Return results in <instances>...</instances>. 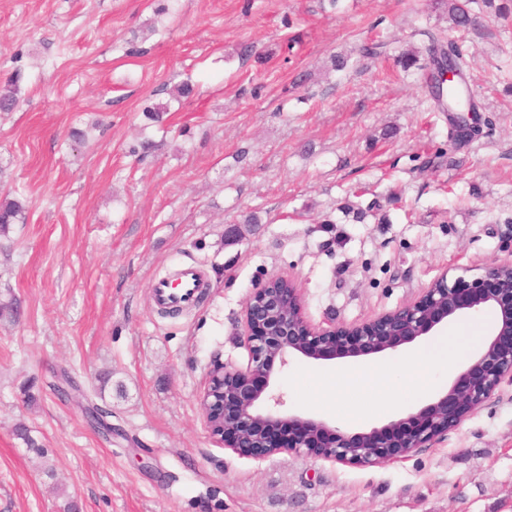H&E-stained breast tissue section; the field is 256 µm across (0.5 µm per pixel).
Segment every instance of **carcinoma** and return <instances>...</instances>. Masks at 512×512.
Returning <instances> with one entry per match:
<instances>
[{
    "label": "carcinoma",
    "mask_w": 512,
    "mask_h": 512,
    "mask_svg": "<svg viewBox=\"0 0 512 512\" xmlns=\"http://www.w3.org/2000/svg\"><path fill=\"white\" fill-rule=\"evenodd\" d=\"M448 12V20L453 27L466 30L474 26L476 17L472 13V0H438ZM429 66L432 73L429 75L430 93L442 112H473L480 111V107L469 93H464L460 85H468V78L464 70L466 51L457 43L443 44L439 39L433 37L426 48ZM457 69L458 80L461 84L446 88L442 85L435 74L442 72V62ZM20 73H14L8 81L7 86L0 90V112H12L18 105L15 87L20 80ZM24 207L19 200L5 194L0 197V235L8 232L9 226L17 223L23 214Z\"/></svg>",
    "instance_id": "obj_1"
}]
</instances>
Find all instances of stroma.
<instances>
[{"instance_id": "1", "label": "stroma", "mask_w": 512, "mask_h": 512, "mask_svg": "<svg viewBox=\"0 0 512 512\" xmlns=\"http://www.w3.org/2000/svg\"><path fill=\"white\" fill-rule=\"evenodd\" d=\"M433 36L467 52L468 121L430 95ZM16 73L0 112V186L24 204L0 235V303L17 308L0 317V512H512L511 382L374 466L233 453L198 405L213 355L246 365L243 309L271 276L326 327L512 262V18L487 9L463 32L435 0H0V86ZM185 79L191 102L147 126ZM189 263L206 295L165 314L151 283ZM368 361L297 358L273 389L301 410L321 376Z\"/></svg>"}]
</instances>
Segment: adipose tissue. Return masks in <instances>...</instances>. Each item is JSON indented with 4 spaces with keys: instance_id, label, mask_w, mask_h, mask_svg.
<instances>
[{
    "instance_id": "adipose-tissue-1",
    "label": "adipose tissue",
    "mask_w": 512,
    "mask_h": 512,
    "mask_svg": "<svg viewBox=\"0 0 512 512\" xmlns=\"http://www.w3.org/2000/svg\"><path fill=\"white\" fill-rule=\"evenodd\" d=\"M457 356L450 336H435L414 349L405 366L383 361L331 376L318 403L322 407H329L354 384L365 387L373 399L383 396L394 397L404 390L418 396L425 395L434 389L437 372L447 373L453 370Z\"/></svg>"
}]
</instances>
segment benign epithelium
<instances>
[{"label": "benign epithelium", "mask_w": 512, "mask_h": 512, "mask_svg": "<svg viewBox=\"0 0 512 512\" xmlns=\"http://www.w3.org/2000/svg\"><path fill=\"white\" fill-rule=\"evenodd\" d=\"M301 289L272 276L253 289L243 311L241 343L248 362L237 367L214 356L208 365L199 409L216 444L256 458L287 453L345 465H375L426 448L485 403L504 381L512 382V263H493L467 280L442 273L414 301L368 322L310 323L301 311ZM497 313L496 330L465 364L448 390L415 413L381 428L347 435L321 419L283 410L271 390L276 365L290 360H333L384 353L429 336L453 319ZM298 430L284 433V424Z\"/></svg>", "instance_id": "benign-epithelium-1"}]
</instances>
